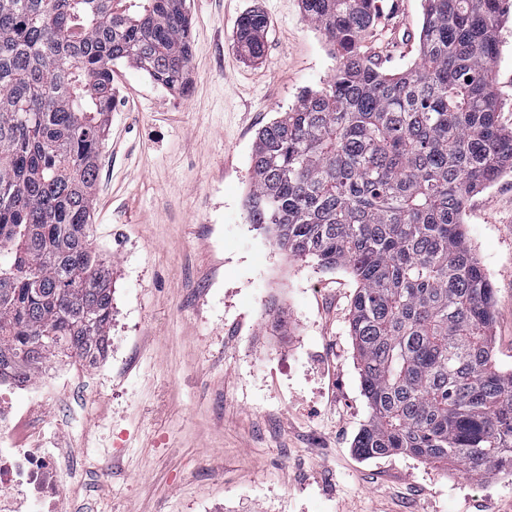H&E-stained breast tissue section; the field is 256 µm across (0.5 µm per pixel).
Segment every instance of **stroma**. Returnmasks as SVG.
Wrapping results in <instances>:
<instances>
[{"instance_id":"stroma-1","label":"stroma","mask_w":512,"mask_h":512,"mask_svg":"<svg viewBox=\"0 0 512 512\" xmlns=\"http://www.w3.org/2000/svg\"><path fill=\"white\" fill-rule=\"evenodd\" d=\"M366 50L398 72L419 63L422 0H376ZM259 9L264 55L236 42ZM186 92L128 64L115 96L95 191L93 235L112 262L111 357L93 376L90 419L56 445H88L65 512H512V472L393 454L355 439L370 409L349 335L357 284L345 269L292 260L249 224L258 130L336 72L301 0H189ZM493 64L499 121L512 128V14ZM469 246L493 288L492 346L512 371V174L474 194ZM289 332L270 328L271 307Z\"/></svg>"}]
</instances>
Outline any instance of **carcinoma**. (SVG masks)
Masks as SVG:
<instances>
[{"label":"carcinoma","mask_w":512,"mask_h":512,"mask_svg":"<svg viewBox=\"0 0 512 512\" xmlns=\"http://www.w3.org/2000/svg\"><path fill=\"white\" fill-rule=\"evenodd\" d=\"M338 68L256 134L246 219L294 260L349 270L370 415L354 448L512 468V373L494 361L492 288L466 240L471 196L512 172L493 85L505 0H423L419 66L363 51L375 0H301ZM186 0H0V369L103 355L112 262L91 217L112 66L189 84ZM265 14L236 37L258 59Z\"/></svg>","instance_id":"carcinoma-1"}]
</instances>
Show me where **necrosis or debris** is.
<instances>
[{"mask_svg": "<svg viewBox=\"0 0 512 512\" xmlns=\"http://www.w3.org/2000/svg\"><path fill=\"white\" fill-rule=\"evenodd\" d=\"M68 382L61 366L21 384L9 374L0 378V512H64L71 499L79 451L49 447L46 433ZM20 386L30 394L22 406L13 398Z\"/></svg>", "mask_w": 512, "mask_h": 512, "instance_id": "4bbe7bcc", "label": "necrosis or debris"}]
</instances>
